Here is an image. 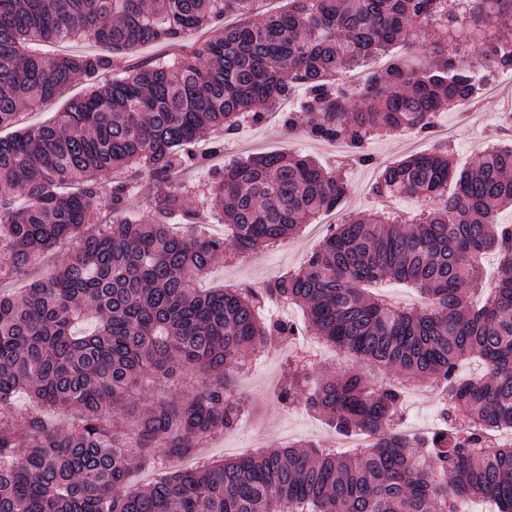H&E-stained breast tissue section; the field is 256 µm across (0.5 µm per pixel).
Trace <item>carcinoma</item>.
<instances>
[{"label": "carcinoma", "instance_id": "obj_1", "mask_svg": "<svg viewBox=\"0 0 512 512\" xmlns=\"http://www.w3.org/2000/svg\"><path fill=\"white\" fill-rule=\"evenodd\" d=\"M256 2L0 0V130L76 77L112 68L109 57L46 56L42 42L89 39L121 53L209 34L190 54L90 85L42 125L0 134V279L76 241L55 275L0 295V512H459L468 499L512 512V447L491 446L495 432L512 430V225L498 222L512 208V147L460 169L443 143L384 167L373 194L424 208L407 219L349 215L262 293L199 284L220 259L280 245L339 207L350 191L344 163L333 171L302 153L249 156L210 180L206 202L226 236L169 225L191 218L178 164L223 149L216 138L193 153L205 132L231 136L294 92L284 125L346 144L355 163L371 161L377 136L431 133L439 113L479 99L512 69V40L501 34L512 0H284L256 22L223 24ZM425 35L422 66L388 54ZM353 71L363 73L356 87L345 82ZM140 178L156 187L154 217L131 222L124 212ZM487 252L499 258L489 286ZM386 279L426 303L396 305L376 291ZM266 296L300 308L350 362L318 376L305 407L337 433L372 441L339 450L299 440L167 471L164 460L195 455L242 416L226 367L298 332L261 317ZM299 358L288 359L279 394L288 405L310 379ZM468 358L486 364L481 379L457 378ZM363 363L395 378L377 383ZM432 384L445 392L438 427L399 435L405 390ZM44 408L75 419L50 429ZM145 467L158 477L126 489Z\"/></svg>", "mask_w": 512, "mask_h": 512}]
</instances>
